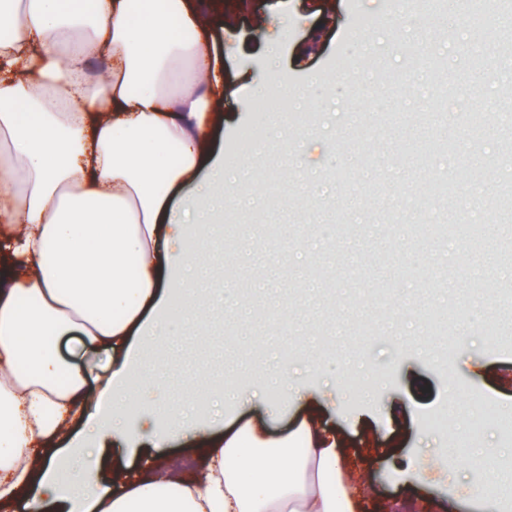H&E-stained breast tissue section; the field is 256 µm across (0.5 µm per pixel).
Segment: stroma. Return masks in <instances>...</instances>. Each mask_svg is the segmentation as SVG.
<instances>
[{
    "label": "stroma",
    "instance_id": "35a3bbf8",
    "mask_svg": "<svg viewBox=\"0 0 512 512\" xmlns=\"http://www.w3.org/2000/svg\"><path fill=\"white\" fill-rule=\"evenodd\" d=\"M238 19L236 51L224 63V120L214 129L224 171L241 199L228 205L208 243L210 266L196 270L198 293L220 288L224 312H198L203 346H189L176 323L154 357L177 382L159 386L154 408L211 410L224 434L246 424L272 439L314 425L334 433L340 462L351 474L359 512H507L501 497L471 490V448L432 460L443 438L426 431L430 419L462 415L477 399L512 410V236L485 224L495 237L490 267L496 286L475 290L473 246L430 237L442 211L420 208L434 173L456 162L430 144L462 140L473 162L464 195L484 197L512 177V126L504 124L499 79L512 56L498 53L483 23L467 9L456 15L445 42L422 39L441 9L426 0H251ZM435 59V74L398 86L410 58ZM267 87V111L243 109L240 95ZM475 139H465L471 114ZM266 167L264 191L252 185L251 160ZM346 170L347 180L336 178ZM321 232L303 233L304 222ZM446 277L438 293L434 276ZM471 313L455 342L433 335L423 313L450 320L453 307ZM499 326L485 334L486 322ZM418 337L420 349L406 342ZM297 372L302 398L288 399L271 382L279 365ZM210 379L209 402L196 398L198 374ZM256 390L246 403L241 392Z\"/></svg>",
    "mask_w": 512,
    "mask_h": 512
}]
</instances>
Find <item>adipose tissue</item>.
I'll use <instances>...</instances> for the list:
<instances>
[{
  "label": "adipose tissue",
  "instance_id": "adipose-tissue-1",
  "mask_svg": "<svg viewBox=\"0 0 512 512\" xmlns=\"http://www.w3.org/2000/svg\"><path fill=\"white\" fill-rule=\"evenodd\" d=\"M203 0H0V507L29 512H357L336 439L219 438L146 413L139 372L179 310L193 201L224 185L211 130L224 56ZM83 338V361L59 341ZM110 352L100 361L101 352ZM94 404L88 437L68 429ZM205 474L124 477L174 434Z\"/></svg>",
  "mask_w": 512,
  "mask_h": 512
}]
</instances>
